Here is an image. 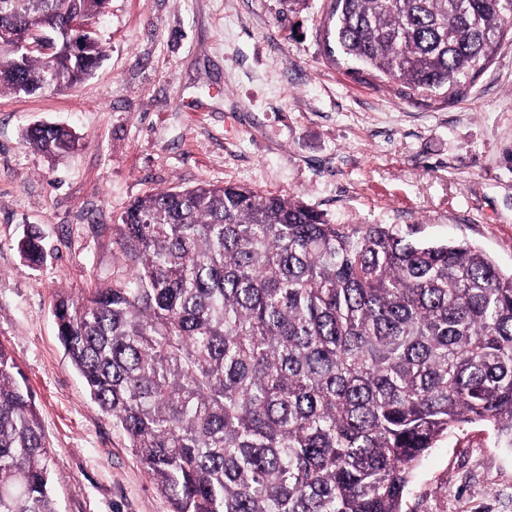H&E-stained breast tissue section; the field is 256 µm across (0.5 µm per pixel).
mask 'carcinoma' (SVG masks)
I'll list each match as a JSON object with an SVG mask.
<instances>
[{"label":"carcinoma","mask_w":512,"mask_h":512,"mask_svg":"<svg viewBox=\"0 0 512 512\" xmlns=\"http://www.w3.org/2000/svg\"><path fill=\"white\" fill-rule=\"evenodd\" d=\"M108 0H0V93L73 87ZM36 25L78 42L14 47ZM512 34V0H331L326 51L455 103ZM50 158L74 131L30 127ZM332 224L240 185L158 190L120 217L126 272L54 307L58 339L172 512H411L417 467L472 424L512 446V273L466 240ZM18 250L43 261L40 238ZM0 347V512H58L53 452Z\"/></svg>","instance_id":"carcinoma-1"}]
</instances>
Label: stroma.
<instances>
[{"mask_svg":"<svg viewBox=\"0 0 512 512\" xmlns=\"http://www.w3.org/2000/svg\"><path fill=\"white\" fill-rule=\"evenodd\" d=\"M330 0H112L100 67L64 92L0 94V345L56 456L60 512H172L57 335L58 296L126 270L114 224L147 193L242 185L334 224H413L512 271V39L453 104L371 86L324 51ZM75 129L53 161L35 123ZM39 231L46 257L17 243ZM412 512H512V450L475 424L420 465ZM18 250L29 266L38 265L43 261V245L36 234L24 235L18 242Z\"/></svg>","mask_w":512,"mask_h":512,"instance_id":"1","label":"stroma"}]
</instances>
